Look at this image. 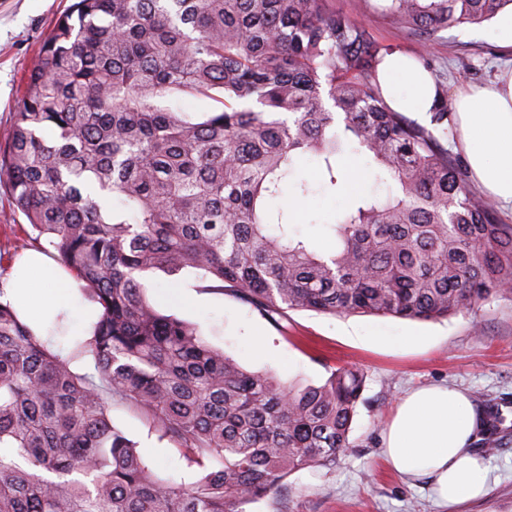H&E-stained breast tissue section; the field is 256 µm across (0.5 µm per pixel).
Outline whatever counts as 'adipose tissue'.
<instances>
[{"mask_svg":"<svg viewBox=\"0 0 512 512\" xmlns=\"http://www.w3.org/2000/svg\"><path fill=\"white\" fill-rule=\"evenodd\" d=\"M388 104L400 112H429L435 82L417 60L394 53L379 73ZM457 113L472 177L502 204L512 205V75L499 85L460 93ZM71 282L45 255L32 252L10 283L36 335L47 336L71 303ZM481 416L465 393L423 387L399 404L385 433L388 467L403 479L427 481L438 506L451 508L484 495L488 469L473 442Z\"/></svg>","mask_w":512,"mask_h":512,"instance_id":"1","label":"adipose tissue"}]
</instances>
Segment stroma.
Returning <instances> with one entry per match:
<instances>
[{
	"instance_id": "obj_1",
	"label": "stroma",
	"mask_w": 512,
	"mask_h": 512,
	"mask_svg": "<svg viewBox=\"0 0 512 512\" xmlns=\"http://www.w3.org/2000/svg\"><path fill=\"white\" fill-rule=\"evenodd\" d=\"M71 0H0V143L19 110L22 80L57 18ZM336 11L366 22L380 44L413 57H427L450 100L468 88L490 87L512 71V31L503 16L461 25L430 42L374 14L370 0H330ZM345 182L337 194L317 192L295 199L294 228L319 243L336 212L374 189L366 159L345 156ZM48 252L45 240L18 211L0 181V287L18 269L15 248ZM149 299L163 313L197 325L212 347L224 350L249 371H271L284 381L319 385L341 366L363 369L366 384L349 434L350 446L335 463L306 468L284 478L247 512H440L426 483L401 480L382 458L383 432L400 399L414 388L443 384L467 391L478 405L498 403L503 421L478 451L489 467L488 494L461 512H512V293L496 295L437 321L342 316L287 311L270 320L232 296L205 290L194 272L155 273ZM70 327L53 330L47 345L69 356L76 339L87 337L82 315L93 303L74 286ZM114 425L131 438L164 480L182 482L190 473L173 445L158 442L145 419L127 404L110 408Z\"/></svg>"
}]
</instances>
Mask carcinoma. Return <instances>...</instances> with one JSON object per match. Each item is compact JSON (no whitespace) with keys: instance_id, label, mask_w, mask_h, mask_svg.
I'll use <instances>...</instances> for the list:
<instances>
[{"instance_id":"cac0c4a2","label":"carcinoma","mask_w":512,"mask_h":512,"mask_svg":"<svg viewBox=\"0 0 512 512\" xmlns=\"http://www.w3.org/2000/svg\"><path fill=\"white\" fill-rule=\"evenodd\" d=\"M512 0H384L427 37L490 21ZM389 48L329 0H75L23 81L0 144L14 206L84 282L99 315L71 358L0 301V512H246L290 473L348 447L365 373L320 385L244 369L158 310L144 276L194 269L207 289L286 311L432 321L512 285V224L476 197L448 139V89L430 126L391 108ZM220 107L193 117L178 93ZM384 194L358 197L328 244L276 204L339 190L345 152ZM313 157L319 187L295 180ZM119 197L120 205L96 198ZM88 359L93 371L72 361ZM122 401L193 469L157 477L112 424Z\"/></svg>"}]
</instances>
